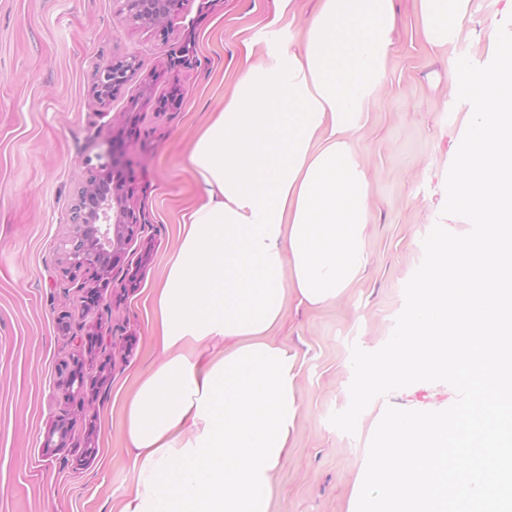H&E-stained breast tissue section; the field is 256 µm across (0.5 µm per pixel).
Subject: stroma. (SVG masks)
<instances>
[{
	"instance_id": "obj_1",
	"label": "stroma",
	"mask_w": 512,
	"mask_h": 512,
	"mask_svg": "<svg viewBox=\"0 0 512 512\" xmlns=\"http://www.w3.org/2000/svg\"><path fill=\"white\" fill-rule=\"evenodd\" d=\"M315 4L295 0L287 22L278 0H184L164 39L128 22L117 0H0V512H114L130 490L121 408L163 358L154 291L180 218L199 199L186 155L223 109L246 51L261 55L270 22L299 35ZM394 4L387 82L355 143L369 180V265L333 304L290 308L282 330L297 356L300 405L294 450L274 477L282 512H348L385 408L442 410L455 400L446 383L418 382L375 399L356 435L329 422L349 404L352 345L374 351L387 342L404 285L423 259L469 110L448 58L488 64L490 34L512 15V0H470L458 40L437 52L419 33L417 0ZM126 53L140 61L137 76L100 104L92 93L97 69ZM115 137L131 160L124 174L142 231L103 303L65 333L57 318L83 295L62 250L71 200L89 169L106 163ZM95 325L104 340L84 373L98 387L74 414L70 447L46 450L43 434L62 409L59 367ZM88 441L97 454L83 462Z\"/></svg>"
}]
</instances>
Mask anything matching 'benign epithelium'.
I'll use <instances>...</instances> for the list:
<instances>
[{
  "mask_svg": "<svg viewBox=\"0 0 512 512\" xmlns=\"http://www.w3.org/2000/svg\"><path fill=\"white\" fill-rule=\"evenodd\" d=\"M119 12L134 25L152 27L167 34L166 23L182 0H117ZM140 68L134 54L118 57L98 72L94 93L104 103L120 91ZM108 165L103 171L92 172L76 190L71 205L72 231L64 242V257L68 269L84 276L85 290L81 309L100 305L103 291L113 271L125 254L126 246L138 233V217L133 193L126 185L123 168L127 164L117 140L107 150ZM100 341L97 332L86 334L84 353L61 365L59 393L63 402L81 404L87 387L84 375V355H92ZM72 426L68 414L56 419L45 431L42 446L58 450L69 444Z\"/></svg>",
  "mask_w": 512,
  "mask_h": 512,
  "instance_id": "7a95c632",
  "label": "benign epithelium"
}]
</instances>
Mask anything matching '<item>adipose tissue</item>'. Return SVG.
I'll use <instances>...</instances> for the list:
<instances>
[{"mask_svg": "<svg viewBox=\"0 0 512 512\" xmlns=\"http://www.w3.org/2000/svg\"><path fill=\"white\" fill-rule=\"evenodd\" d=\"M433 49L469 0H418ZM394 0H317L298 42L270 30L187 158L200 198L154 296L164 359L123 405L132 487L118 512H279L293 448L289 303L320 309L367 269L355 152L387 79Z\"/></svg>", "mask_w": 512, "mask_h": 512, "instance_id": "adipose-tissue-1", "label": "adipose tissue"}]
</instances>
